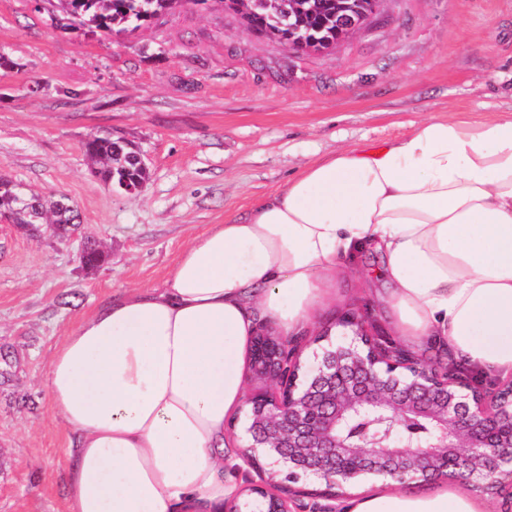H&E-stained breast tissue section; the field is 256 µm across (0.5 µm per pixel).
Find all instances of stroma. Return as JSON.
Segmentation results:
<instances>
[{
	"label": "stroma",
	"instance_id": "obj_1",
	"mask_svg": "<svg viewBox=\"0 0 512 512\" xmlns=\"http://www.w3.org/2000/svg\"><path fill=\"white\" fill-rule=\"evenodd\" d=\"M0 171L65 195L81 234L33 236L0 223V512H66L71 436L52 409L49 361L82 316L132 288L160 286L211 226L245 215L300 165L399 138L454 109H512V0H386L334 49L297 53L239 17L185 4L106 36L70 29L56 0H0ZM111 133L137 145L149 178L134 194L93 177L82 144ZM96 241L112 258L83 269ZM364 281L308 326L338 339L363 311Z\"/></svg>",
	"mask_w": 512,
	"mask_h": 512
}]
</instances>
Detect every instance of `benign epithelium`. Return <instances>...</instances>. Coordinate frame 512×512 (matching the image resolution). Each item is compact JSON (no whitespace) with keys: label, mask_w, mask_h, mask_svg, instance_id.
Returning <instances> with one entry per match:
<instances>
[{"label":"benign epithelium","mask_w":512,"mask_h":512,"mask_svg":"<svg viewBox=\"0 0 512 512\" xmlns=\"http://www.w3.org/2000/svg\"><path fill=\"white\" fill-rule=\"evenodd\" d=\"M336 325L352 337H315L310 367L304 347L258 330L250 371L268 389L246 398L238 457L268 479L248 483L224 512H294L303 481L311 498L329 501L313 512H336L366 478L422 486L452 477L512 503V383L425 364L356 312Z\"/></svg>","instance_id":"7a95c632"}]
</instances>
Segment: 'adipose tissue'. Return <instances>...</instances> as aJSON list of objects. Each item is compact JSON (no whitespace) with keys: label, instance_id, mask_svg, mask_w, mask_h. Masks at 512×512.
Wrapping results in <instances>:
<instances>
[{"label":"adipose tissue","instance_id":"ef3b65f1","mask_svg":"<svg viewBox=\"0 0 512 512\" xmlns=\"http://www.w3.org/2000/svg\"><path fill=\"white\" fill-rule=\"evenodd\" d=\"M382 260L386 329L512 376V114L429 117L376 149L303 164L190 244L163 284L82 317L52 356L75 437L67 512H219L243 484L226 426L259 326L305 331L341 262ZM340 512H491L466 489L368 492Z\"/></svg>","mask_w":512,"mask_h":512}]
</instances>
